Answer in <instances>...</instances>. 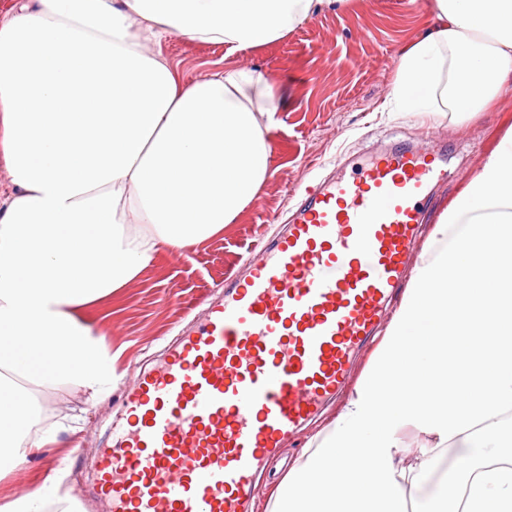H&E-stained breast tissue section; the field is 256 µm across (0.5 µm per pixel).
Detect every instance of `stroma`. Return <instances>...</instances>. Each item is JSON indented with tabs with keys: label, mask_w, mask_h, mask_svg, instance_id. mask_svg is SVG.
I'll return each instance as SVG.
<instances>
[{
	"label": "stroma",
	"mask_w": 512,
	"mask_h": 512,
	"mask_svg": "<svg viewBox=\"0 0 512 512\" xmlns=\"http://www.w3.org/2000/svg\"><path fill=\"white\" fill-rule=\"evenodd\" d=\"M432 24L427 0H348L261 48L231 53L222 45L167 39L163 52L185 84L224 67L265 70L284 98L279 123L269 133L273 173L220 234L180 257L159 252L136 279L84 308V319L102 328L104 348L112 357V394L89 410L81 431L33 449L25 469L0 479V505L17 489L37 490L52 472L47 468L51 460L60 480V512L79 504L96 453L111 443L112 423L123 415L124 384L161 361L179 330L190 323L191 304L204 293H219L226 276L245 269L251 247L279 227L316 177L337 173L338 158L366 157L398 141L423 140L431 132L444 135L448 179L438 187L427 219L435 224L482 161L495 133L512 123V85L499 90L491 111L462 127L445 111L426 116L388 111L401 52ZM335 414L328 409L324 419L308 425L260 474L256 512H265L290 462Z\"/></svg>",
	"instance_id": "obj_1"
}]
</instances>
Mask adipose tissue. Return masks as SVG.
I'll return each instance as SVG.
<instances>
[{
    "instance_id": "adipose-tissue-1",
    "label": "adipose tissue",
    "mask_w": 512,
    "mask_h": 512,
    "mask_svg": "<svg viewBox=\"0 0 512 512\" xmlns=\"http://www.w3.org/2000/svg\"><path fill=\"white\" fill-rule=\"evenodd\" d=\"M346 0H15L0 23V476L46 436L27 384L73 388L74 434L112 392L81 317L159 251L223 231L272 173L281 98L259 67L181 83L162 44L258 48ZM391 111H489L512 83V0H428ZM402 300L336 416L276 489L272 512H512V125L438 217ZM424 438L406 456L403 436Z\"/></svg>"
}]
</instances>
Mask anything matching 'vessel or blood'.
Here are the masks:
<instances>
[{
    "label": "vessel or blood",
    "mask_w": 512,
    "mask_h": 512,
    "mask_svg": "<svg viewBox=\"0 0 512 512\" xmlns=\"http://www.w3.org/2000/svg\"><path fill=\"white\" fill-rule=\"evenodd\" d=\"M447 156L439 139L399 143L308 190L248 274L124 387L133 419L94 473L105 512H248L260 467L391 314Z\"/></svg>",
    "instance_id": "b4317fda"
}]
</instances>
